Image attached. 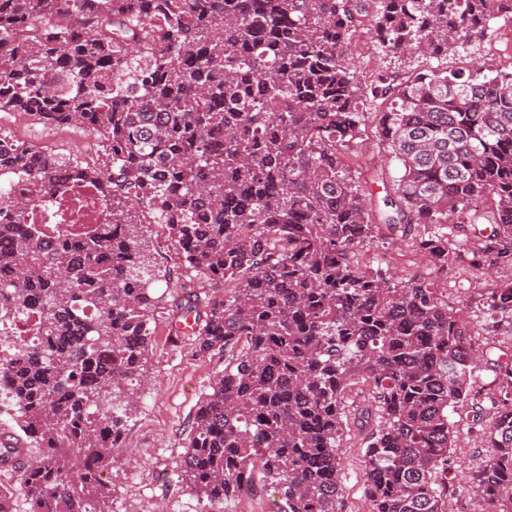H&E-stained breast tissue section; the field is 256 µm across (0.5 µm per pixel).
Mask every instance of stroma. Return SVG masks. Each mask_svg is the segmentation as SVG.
<instances>
[{"label":"stroma","mask_w":512,"mask_h":512,"mask_svg":"<svg viewBox=\"0 0 512 512\" xmlns=\"http://www.w3.org/2000/svg\"><path fill=\"white\" fill-rule=\"evenodd\" d=\"M507 25V20H494L474 54L449 57L448 67L468 69L477 61L492 70L511 67L512 43L502 37ZM364 35V29H357L348 58L349 68L360 84H367L370 76L381 69L402 73L417 65L434 64L432 58L421 55L397 61L384 54L378 45L366 42ZM0 133L21 135L26 143L73 155L85 165L100 167L106 161L103 151L87 149L89 133L80 127L52 128L26 114L0 112ZM376 136L374 122H366L361 137L345 152L350 167L360 172L378 168L395 174L396 164L377 146ZM144 237L157 274L152 289L155 308L148 323L152 345L146 363L152 383L124 425V441L113 450L117 463L107 478L125 512H156L160 507L165 512H202V504L182 484L176 463L184 451L197 403L207 392L215 372L223 368L224 359L219 355L199 356L187 341L176 346L170 342L169 332L180 315L183 287L189 283L191 273L179 259L164 225H145ZM363 251L365 262L374 267H387L402 275L418 268V257L409 242L392 239L387 233L364 246ZM509 279L512 267L503 265L484 270L459 265L438 278L439 286L447 292L449 306L464 312L474 347L481 353L472 371L469 398L451 414L456 437L446 475L447 512H487L485 502L471 490L469 480L472 472L485 465L493 454L485 433L497 408L496 373L501 365L512 363V327L503 323L490 329L483 298L492 284ZM363 405V393L353 390L340 446L343 512L370 509L363 487V432L358 422Z\"/></svg>","instance_id":"obj_1"}]
</instances>
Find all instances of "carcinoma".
Listing matches in <instances>:
<instances>
[{
	"label": "carcinoma",
	"mask_w": 512,
	"mask_h": 512,
	"mask_svg": "<svg viewBox=\"0 0 512 512\" xmlns=\"http://www.w3.org/2000/svg\"><path fill=\"white\" fill-rule=\"evenodd\" d=\"M369 14L395 57L456 55L512 16V0H0V112L80 126L106 162L0 134V365L16 423L40 455L0 441V512H112L104 474L144 382L156 278L143 223L163 224L195 279L182 318L192 346L224 354L177 468L208 512L257 483L273 512H341L345 398L367 382L370 512H446L449 411L467 400L475 354L434 278L358 260L400 232L434 272L512 265V74L476 67L381 70L358 87L345 55ZM140 33L132 41L129 34ZM379 102L398 162L381 223L344 156ZM79 181L110 223L32 224V198ZM490 196L494 206L481 209ZM452 225L479 236L452 243ZM489 235H484L485 227ZM233 285L224 293L227 285ZM512 319V280L488 289ZM174 331L173 342L188 337ZM488 431L496 453L471 482L512 512V371Z\"/></svg>",
	"instance_id": "obj_1"
}]
</instances>
